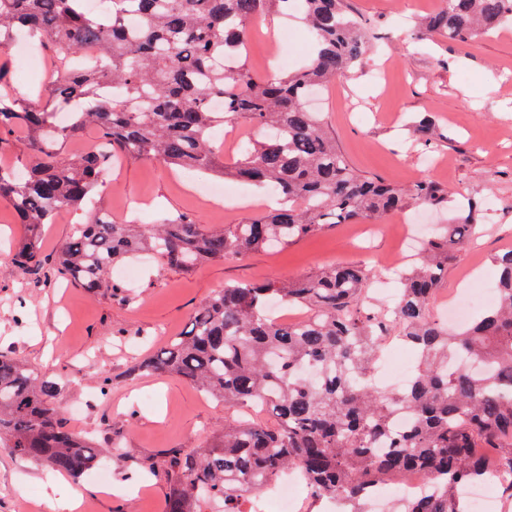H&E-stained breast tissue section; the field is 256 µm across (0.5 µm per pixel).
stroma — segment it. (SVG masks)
I'll use <instances>...</instances> for the list:
<instances>
[{"label":"stroma","mask_w":512,"mask_h":512,"mask_svg":"<svg viewBox=\"0 0 512 512\" xmlns=\"http://www.w3.org/2000/svg\"><path fill=\"white\" fill-rule=\"evenodd\" d=\"M348 2L385 39L377 53L314 101L337 145L365 175L400 186L428 176L453 199L492 208L482 232L449 261L436 293L444 300L471 272L496 277L492 257L512 249V28L461 46L418 33L417 20L438 9L441 0ZM288 26L276 15L250 24L247 61L255 73L268 76L309 63L307 44L283 46L281 33ZM0 62L5 65L0 84L38 101L48 75L22 68L12 45L0 48ZM490 73L498 79L492 91L484 84ZM416 113L431 115L438 132L423 152L406 144L402 129ZM206 180L161 161L117 157L95 201L118 222L157 224L185 212L211 226L256 213L252 198L268 195L239 182L232 198H216L200 190ZM83 218L82 212H69L43 225L42 262L20 276L11 257L25 228L11 207L0 203V354L60 381L56 404L69 427L102 447L119 445L112 490L100 492L90 476L76 480L50 473L0 448V512H49V502L66 503L77 495L91 501L92 512H163L169 484L145 478V467L171 451L202 447L232 412L177 376H129L133 362L183 333L212 293L238 280H294L332 264L362 263L373 272L369 295L389 302L380 281L387 262L409 242L407 224L394 215L372 230L362 223L341 224L287 248L206 263L188 275L139 259L135 279L125 284L130 296L125 302L89 293L59 274L55 247ZM105 374L112 378L106 392Z\"/></svg>","instance_id":"obj_1"}]
</instances>
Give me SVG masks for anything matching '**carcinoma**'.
<instances>
[{
	"mask_svg": "<svg viewBox=\"0 0 512 512\" xmlns=\"http://www.w3.org/2000/svg\"><path fill=\"white\" fill-rule=\"evenodd\" d=\"M290 0H0V43L19 33L63 51L56 77L35 105L0 92V150L30 159L0 166V200L25 226L13 266L39 258V231L82 209L102 185L115 149L130 161L234 179L277 192L281 202L237 224L205 227L190 215L136 230L102 209L56 248L61 273L95 294L121 292L112 270L140 253L189 274L207 262L286 247L337 224L375 223L412 205L439 207L448 191L427 177L400 188L361 174L336 145L324 114L306 105L314 89L345 77L379 34L350 14L348 0H301L296 17L312 40L311 62L272 80L246 64L251 21L289 15ZM512 24V0H442L420 34L467 44ZM100 52L83 58L87 46ZM221 102V107L213 103ZM70 111L66 124L57 114ZM244 120L274 136L248 143L227 165L216 132ZM93 128L107 151L67 156L64 148ZM421 147L435 130L423 117L408 125ZM483 210L459 207L402 275L394 306L366 300L371 270L331 267L293 281L226 284L194 313L191 328L135 362L129 374H172L232 411H268L275 424L239 418L203 448L175 452L150 469L172 490L165 512H244V497L265 491L295 467L311 496L362 512L363 491L406 472L430 473L438 491L403 512L451 510L458 486L480 479L485 449L512 471V249L493 258L496 304L466 326L432 318L431 300L454 254L477 234ZM307 310L276 322L271 300ZM408 344L418 368L406 387L386 393L369 369L390 337ZM58 383L0 355V447L75 479L102 464L104 449L71 430L55 406ZM411 427L392 432L396 411Z\"/></svg>",
	"mask_w": 512,
	"mask_h": 512,
	"instance_id": "1",
	"label": "carcinoma"
}]
</instances>
